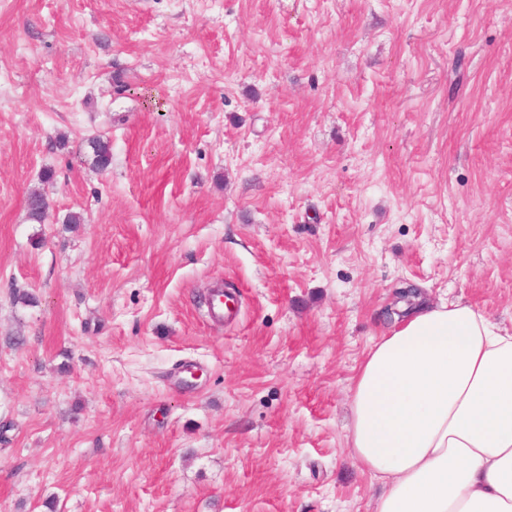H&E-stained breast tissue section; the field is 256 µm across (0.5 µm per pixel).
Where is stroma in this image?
I'll return each mask as SVG.
<instances>
[{
  "mask_svg": "<svg viewBox=\"0 0 512 512\" xmlns=\"http://www.w3.org/2000/svg\"><path fill=\"white\" fill-rule=\"evenodd\" d=\"M0 71V512H373L397 291L512 331V0H0Z\"/></svg>",
  "mask_w": 512,
  "mask_h": 512,
  "instance_id": "1",
  "label": "stroma"
}]
</instances>
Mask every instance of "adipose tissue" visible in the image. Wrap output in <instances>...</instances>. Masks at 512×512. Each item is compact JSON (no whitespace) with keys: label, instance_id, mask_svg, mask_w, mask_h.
I'll list each match as a JSON object with an SVG mask.
<instances>
[{"label":"adipose tissue","instance_id":"ef3b65f1","mask_svg":"<svg viewBox=\"0 0 512 512\" xmlns=\"http://www.w3.org/2000/svg\"><path fill=\"white\" fill-rule=\"evenodd\" d=\"M350 448L374 512H512V333L415 299L357 368Z\"/></svg>","mask_w":512,"mask_h":512}]
</instances>
